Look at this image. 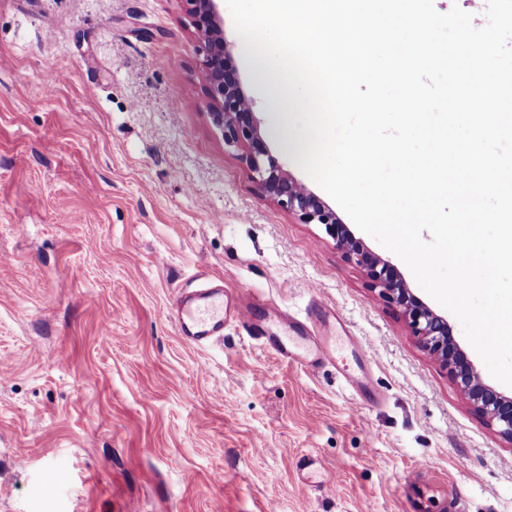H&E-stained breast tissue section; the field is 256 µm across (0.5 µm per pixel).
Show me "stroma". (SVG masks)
<instances>
[{"label": "stroma", "mask_w": 512, "mask_h": 512, "mask_svg": "<svg viewBox=\"0 0 512 512\" xmlns=\"http://www.w3.org/2000/svg\"><path fill=\"white\" fill-rule=\"evenodd\" d=\"M261 133L274 132L232 16ZM61 74L46 89L47 73ZM223 287L335 337L284 360L169 307ZM512 512V441L213 124L184 0H0V512Z\"/></svg>", "instance_id": "stroma-1"}]
</instances>
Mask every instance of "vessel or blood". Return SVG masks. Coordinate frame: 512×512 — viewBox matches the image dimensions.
Instances as JSON below:
<instances>
[{"instance_id":"vessel-or-blood-1","label":"vessel or blood","mask_w":512,"mask_h":512,"mask_svg":"<svg viewBox=\"0 0 512 512\" xmlns=\"http://www.w3.org/2000/svg\"><path fill=\"white\" fill-rule=\"evenodd\" d=\"M174 318L183 339L196 346H207L221 341L224 335V291L205 288L193 296L177 301ZM271 344L288 360L310 366L321 362H335L336 351L328 342L315 336L295 332L286 340L271 337Z\"/></svg>"}]
</instances>
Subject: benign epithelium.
I'll return each mask as SVG.
<instances>
[{
  "label": "benign epithelium",
  "instance_id": "benign-epithelium-1",
  "mask_svg": "<svg viewBox=\"0 0 512 512\" xmlns=\"http://www.w3.org/2000/svg\"><path fill=\"white\" fill-rule=\"evenodd\" d=\"M198 52L207 77L211 118L224 133V144L239 147L253 182L305 224H322L345 257L364 272L371 289L400 307L422 348L436 356L489 425L512 441V397L485 384L475 365L455 341L448 321L418 300L385 260L355 239L336 212L288 175L261 133L255 105L243 90L232 62V44L224 30L221 0H185Z\"/></svg>",
  "mask_w": 512,
  "mask_h": 512
}]
</instances>
